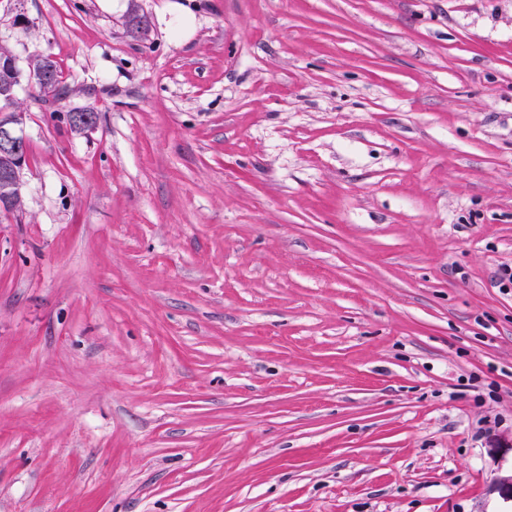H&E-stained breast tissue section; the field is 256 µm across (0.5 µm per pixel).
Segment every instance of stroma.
I'll use <instances>...</instances> for the list:
<instances>
[{
	"label": "stroma",
	"instance_id": "35a3bbf8",
	"mask_svg": "<svg viewBox=\"0 0 512 512\" xmlns=\"http://www.w3.org/2000/svg\"><path fill=\"white\" fill-rule=\"evenodd\" d=\"M0 45L68 88L17 90L0 512H512V0H0ZM28 88L34 98L59 97L63 94V81L57 63L49 56L38 55L31 60ZM51 77L48 79V76Z\"/></svg>",
	"mask_w": 512,
	"mask_h": 512
}]
</instances>
